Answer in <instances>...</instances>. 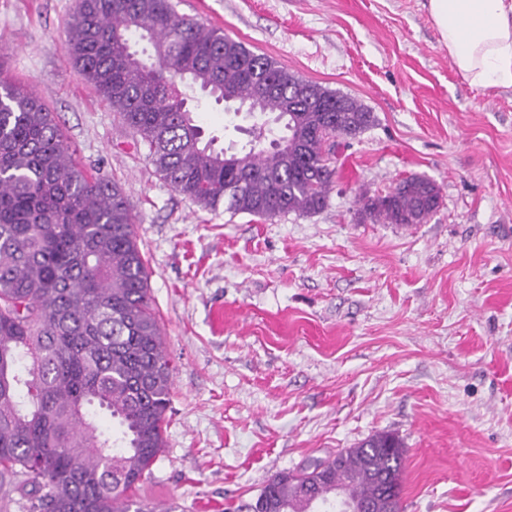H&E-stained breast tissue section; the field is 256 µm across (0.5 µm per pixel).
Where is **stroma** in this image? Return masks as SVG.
<instances>
[{
	"label": "stroma",
	"mask_w": 512,
	"mask_h": 512,
	"mask_svg": "<svg viewBox=\"0 0 512 512\" xmlns=\"http://www.w3.org/2000/svg\"><path fill=\"white\" fill-rule=\"evenodd\" d=\"M173 2L376 121L337 137L321 211H211L160 178L69 63L79 0H0V81L33 91L136 217L175 366L143 495L224 512L388 431L405 446L401 512H512V86L457 69L427 0ZM194 108L218 146L249 141L251 119L203 95ZM410 176L440 189L425 223L360 216Z\"/></svg>",
	"instance_id": "stroma-1"
}]
</instances>
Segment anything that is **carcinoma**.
I'll return each mask as SVG.
<instances>
[{"label": "carcinoma", "instance_id": "obj_1", "mask_svg": "<svg viewBox=\"0 0 512 512\" xmlns=\"http://www.w3.org/2000/svg\"><path fill=\"white\" fill-rule=\"evenodd\" d=\"M134 40L148 42L147 57ZM65 52L156 172L210 210L266 220L322 210L335 174L324 143L374 121L354 98L178 14L172 0H80ZM189 89L271 114L286 134L267 140L264 121L241 151L217 149ZM439 205L436 184L415 176L363 211L411 226ZM134 224L121 187L79 166L44 104L0 83V476L23 477L26 512H171L139 494L165 445L173 368ZM101 412L120 429L101 427ZM338 455L274 474L245 509L315 512L339 490L399 512L387 495L402 487L398 436Z\"/></svg>", "mask_w": 512, "mask_h": 512}]
</instances>
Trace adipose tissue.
<instances>
[{"mask_svg": "<svg viewBox=\"0 0 512 512\" xmlns=\"http://www.w3.org/2000/svg\"><path fill=\"white\" fill-rule=\"evenodd\" d=\"M455 66L472 83L512 86V0H428Z\"/></svg>", "mask_w": 512, "mask_h": 512, "instance_id": "ef3b65f1", "label": "adipose tissue"}]
</instances>
